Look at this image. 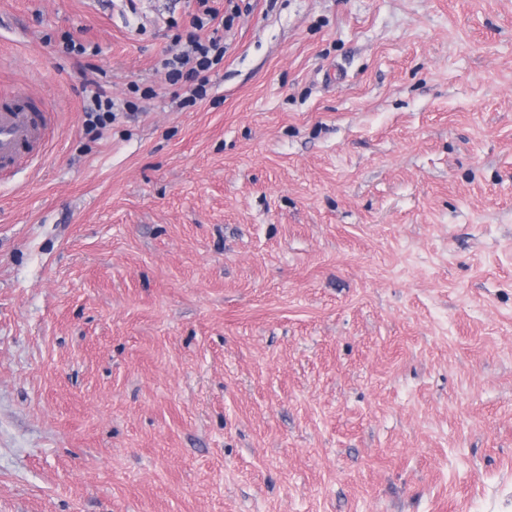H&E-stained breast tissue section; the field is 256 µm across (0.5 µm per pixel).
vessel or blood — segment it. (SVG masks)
<instances>
[{"instance_id":"vessel-or-blood-1","label":"vessel or blood","mask_w":512,"mask_h":512,"mask_svg":"<svg viewBox=\"0 0 512 512\" xmlns=\"http://www.w3.org/2000/svg\"><path fill=\"white\" fill-rule=\"evenodd\" d=\"M47 137L46 117L28 96L0 101V171L32 162Z\"/></svg>"}]
</instances>
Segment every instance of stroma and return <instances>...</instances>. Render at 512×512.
Returning a JSON list of instances; mask_svg holds the SVG:
<instances>
[{
	"label": "stroma",
	"mask_w": 512,
	"mask_h": 512,
	"mask_svg": "<svg viewBox=\"0 0 512 512\" xmlns=\"http://www.w3.org/2000/svg\"><path fill=\"white\" fill-rule=\"evenodd\" d=\"M247 3L0 0V512H512V0ZM218 17V12L205 8L202 15H194L191 30L177 34L180 43L185 39L180 52L167 55L161 64L171 86L187 87V96L180 100L183 107L195 105L204 100L210 88V74L224 60V43L219 36L206 40L198 34ZM185 36V37H184ZM123 108L112 98L108 97L99 88L90 97V103L85 108L87 114V125L91 130L104 128L107 124L112 123V119L116 117L114 112H121ZM46 137V116L30 97L16 95L0 102V171L32 162Z\"/></svg>",
	"instance_id": "stroma-1"
}]
</instances>
